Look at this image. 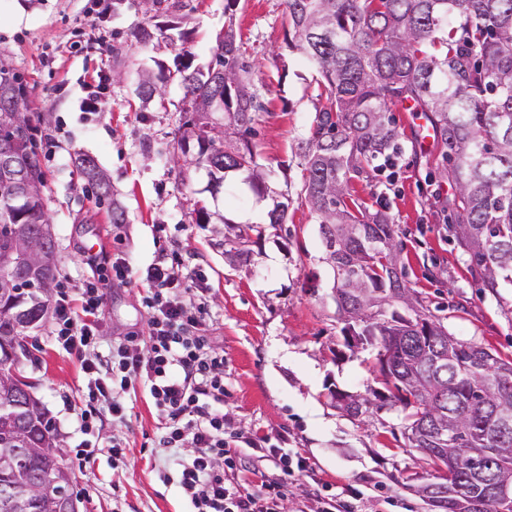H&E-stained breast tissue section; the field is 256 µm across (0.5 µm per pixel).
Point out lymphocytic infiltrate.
I'll use <instances>...</instances> for the list:
<instances>
[{
    "instance_id": "lymphocytic-infiltrate-1",
    "label": "lymphocytic infiltrate",
    "mask_w": 512,
    "mask_h": 512,
    "mask_svg": "<svg viewBox=\"0 0 512 512\" xmlns=\"http://www.w3.org/2000/svg\"><path fill=\"white\" fill-rule=\"evenodd\" d=\"M147 280L153 290L147 298L150 349L143 354L131 346L118 347L115 372L95 377L84 394L82 430L93 433L106 413L124 418L121 391L143 381L164 419L160 447L177 448L186 441L194 450L179 463V485L193 512H280L289 478L305 470L303 460L284 452L278 456L279 477L257 484L238 478L240 452L225 438L224 415L215 406L224 397V357L197 335L199 313L163 296V289L184 285L179 267L156 263ZM102 305L103 295L92 282L77 300L60 292L53 313L57 343L79 356L98 348L96 323Z\"/></svg>"
}]
</instances>
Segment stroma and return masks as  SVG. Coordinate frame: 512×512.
Listing matches in <instances>:
<instances>
[{
	"label": "stroma",
	"instance_id": "1",
	"mask_svg": "<svg viewBox=\"0 0 512 512\" xmlns=\"http://www.w3.org/2000/svg\"><path fill=\"white\" fill-rule=\"evenodd\" d=\"M157 23L165 37L137 42L134 30L152 19L137 6L99 15L95 0H0V55L24 75L32 112L46 116L37 142L45 155V200L57 240L60 282L79 293L86 281L104 292L97 350L76 357L53 341L52 321L30 333L23 371L61 441L64 464L78 477L81 512H189L174 472L190 447L161 448L162 419L142 382L126 391L125 419H106L90 462L75 457L84 435L79 398L89 382L83 363H96L113 345L135 336L148 352L150 266L183 265L191 289L172 288L171 299L203 308L199 334L224 356V430L235 439L270 438L304 459L306 470L289 483L282 512H320L332 492L355 512H425L405 486L426 473L420 453L406 447L401 405H384L363 420L330 406L329 386L365 395L379 386L376 351H349L332 297L334 273L324 260L320 226L304 202L302 159L296 145L310 134L321 89L314 67L289 48L286 0H166ZM232 24L241 53L252 64L246 79L263 104L249 137L272 188L288 199L289 236L269 225L270 200L244 174L231 173L218 194L206 192V169L173 160L186 120L184 91L175 81L151 101L140 96L143 74L183 60L207 68L215 37ZM106 101L85 112L88 93ZM403 154L396 176L370 173L354 180L353 197L369 210L386 209L398 227L401 265L409 288L442 318L449 333L512 361V291L495 297L475 282L468 258L448 241L441 202L447 182H429L434 163L418 142L423 121L400 106L390 109ZM94 157L112 185L99 200L76 158ZM126 214L114 228L111 209ZM206 207L235 224H261L248 268L224 258V240L199 223ZM131 276L117 278L115 258ZM117 443L126 460L113 464Z\"/></svg>",
	"mask_w": 512,
	"mask_h": 512
}]
</instances>
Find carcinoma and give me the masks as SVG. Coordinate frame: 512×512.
<instances>
[{"instance_id":"1","label":"carcinoma","mask_w":512,"mask_h":512,"mask_svg":"<svg viewBox=\"0 0 512 512\" xmlns=\"http://www.w3.org/2000/svg\"><path fill=\"white\" fill-rule=\"evenodd\" d=\"M288 47L320 76L319 106L309 137L298 143L303 191L318 216L323 244L336 242L333 265L336 308L346 345H379L381 388L348 398V417L372 413L375 401L404 406V435L433 470L408 485L432 512H512L500 478L512 476V362L454 338L420 307L399 270L397 229L388 213H374L350 193L354 179L401 151L389 106L413 103L421 113L442 167L438 176L454 187L442 202L453 242L470 259L481 287L492 295L512 289V0H286ZM248 64L233 27L216 36L207 71L179 62L168 75L144 76L145 99L162 95L160 83L184 88V111L197 100L223 106L224 128L203 118L187 121L177 140L176 162L209 168L215 188L227 170L248 171L251 187L267 190L266 174L245 139L259 107L242 79ZM26 84L0 57V253L16 240L32 259L57 256L45 234L44 172L33 137ZM198 151L188 157L189 140ZM79 168L98 198L111 184L97 161L84 155ZM262 227L239 228L224 240V255L249 261L239 244L261 238ZM56 262L33 267L0 265V359L15 337L42 323V300L55 287ZM13 407L10 428H0V448H31L16 470L0 473V504L13 488L39 485L58 461L40 448L48 434L61 447L41 401L18 388L0 394Z\"/></svg>"}]
</instances>
